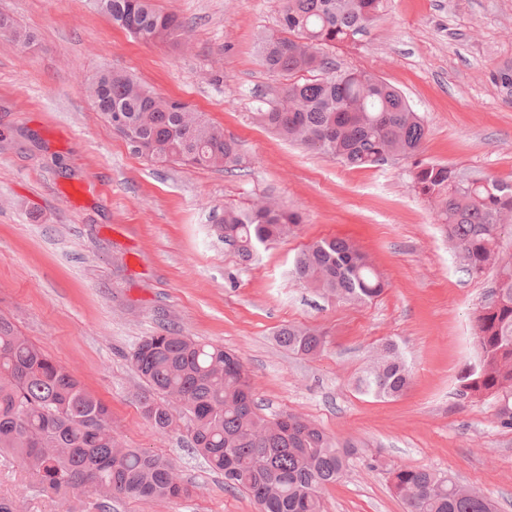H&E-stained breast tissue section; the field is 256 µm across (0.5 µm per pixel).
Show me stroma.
I'll list each match as a JSON object with an SVG mask.
<instances>
[{
  "label": "stroma",
  "instance_id": "stroma-1",
  "mask_svg": "<svg viewBox=\"0 0 512 512\" xmlns=\"http://www.w3.org/2000/svg\"><path fill=\"white\" fill-rule=\"evenodd\" d=\"M154 5L189 22L188 47L135 40L93 0H0V13L35 36L25 52L0 36V314L109 406L125 447L168 460L190 490L116 500L109 512H257L194 454L187 416L164 435L144 417L130 354L165 330L237 352L265 416L294 414L354 444L322 512H404L387 474L397 465L452 475L512 512V430L498 426L493 399L457 394L493 271L461 269L432 203L412 188L414 161L350 169L255 122L289 83L255 48L282 0ZM331 55L403 92L426 128L417 159L512 182V95L493 80L512 66V0H387L366 33ZM112 68L221 126L240 144L241 168L131 154L77 86ZM261 195L302 222L245 261L216 226L225 208ZM333 237L367 255L386 283L379 297L350 303L292 279L297 253ZM289 324L324 330L323 350L282 348L276 334ZM389 341L411 370L409 388L361 394L357 378ZM0 497L21 512H101L90 493L64 503L1 464Z\"/></svg>",
  "mask_w": 512,
  "mask_h": 512
}]
</instances>
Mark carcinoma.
I'll use <instances>...</instances> for the list:
<instances>
[{
    "label": "carcinoma",
    "mask_w": 512,
    "mask_h": 512,
    "mask_svg": "<svg viewBox=\"0 0 512 512\" xmlns=\"http://www.w3.org/2000/svg\"><path fill=\"white\" fill-rule=\"evenodd\" d=\"M101 13L134 38L180 47L188 28L152 0H95ZM386 0H284L280 30L259 43L271 73L319 71L322 77L288 84L255 120L281 138L367 168L393 158H414L425 126L402 93L378 76L342 70L328 50L366 32ZM0 35L25 49L34 35L0 15ZM81 89L134 155L183 166L231 170L238 143L180 99L160 97L133 76L105 69ZM414 190L436 204L463 270L478 277L492 268L493 294L476 317L478 362L461 378L459 395L492 397L500 427L512 429V258L500 255L504 222L512 217V183L469 178L452 166L418 161ZM299 216L273 201L224 209L218 225L224 244L248 259L293 233ZM293 274L309 288L365 303L385 283L367 256L344 239L313 241L295 257ZM288 351L316 355L325 345L315 328L288 325L278 332ZM149 387L142 411L152 426L172 429L176 412L191 416L190 443L224 486L245 490L258 512H321V491L339 481L353 450L293 414L269 419L260 412L239 355L217 344L166 331L144 337L131 354ZM410 370L392 342L358 379L365 395L398 397ZM9 457L49 496L87 491L112 499H176L187 488L172 464L117 445L108 406L56 364L6 317H0V455ZM407 512H497L495 502L454 477L427 468L388 470Z\"/></svg>",
    "instance_id": "1"
}]
</instances>
